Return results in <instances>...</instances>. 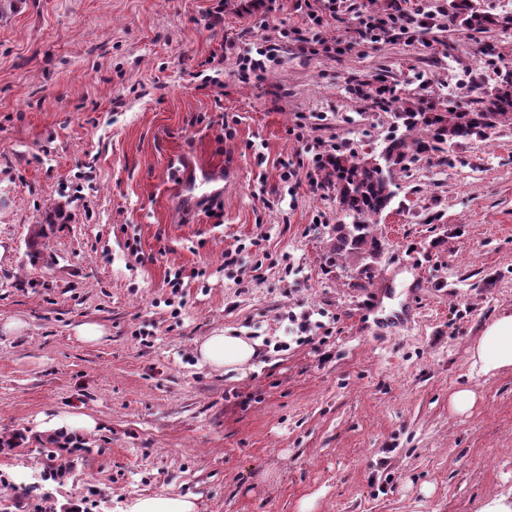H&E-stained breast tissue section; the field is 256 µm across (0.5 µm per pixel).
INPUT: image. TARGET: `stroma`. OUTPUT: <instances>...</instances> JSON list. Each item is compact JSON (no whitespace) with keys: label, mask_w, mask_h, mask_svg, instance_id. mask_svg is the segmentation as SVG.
<instances>
[{"label":"stroma","mask_w":512,"mask_h":512,"mask_svg":"<svg viewBox=\"0 0 512 512\" xmlns=\"http://www.w3.org/2000/svg\"><path fill=\"white\" fill-rule=\"evenodd\" d=\"M210 5L0 0V435L26 436L0 448V474L45 469L39 414L97 422L85 449L60 450L72 474L49 498L0 486V499L9 512L187 493L198 512H479L511 497L512 371L476 374L470 350L512 310V125L398 174L364 283L330 257L338 204L311 191L320 172L304 166L292 197L279 163L316 142L382 148L393 110L356 91L381 71L398 100L467 102L512 64V27L469 33L436 13L416 41L333 59L290 38L264 80L238 82L228 53L223 87L204 88L195 74L221 43L303 24L229 0L214 26ZM223 122L233 137L219 139ZM177 157L234 171L214 212L182 213ZM239 250L245 266L225 269ZM86 322L98 342L78 337ZM223 329L261 341L245 370L199 364L197 340ZM462 388L476 394L463 414Z\"/></svg>","instance_id":"obj_1"}]
</instances>
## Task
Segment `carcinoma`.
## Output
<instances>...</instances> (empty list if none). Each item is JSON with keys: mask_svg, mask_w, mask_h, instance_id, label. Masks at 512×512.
I'll return each instance as SVG.
<instances>
[{"mask_svg": "<svg viewBox=\"0 0 512 512\" xmlns=\"http://www.w3.org/2000/svg\"><path fill=\"white\" fill-rule=\"evenodd\" d=\"M442 10L469 32L512 26V13L487 14L476 9L472 0H446ZM398 113L406 133L390 135L381 154L360 157L338 151L329 155L323 170V183L336 192L342 215L332 225L331 253L355 263L358 275L366 279L372 278L384 250L374 233L373 218L394 200L397 173L423 157L444 163L448 145L511 125L512 71L464 106L418 98L402 103Z\"/></svg>", "mask_w": 512, "mask_h": 512, "instance_id": "carcinoma-1", "label": "carcinoma"}]
</instances>
